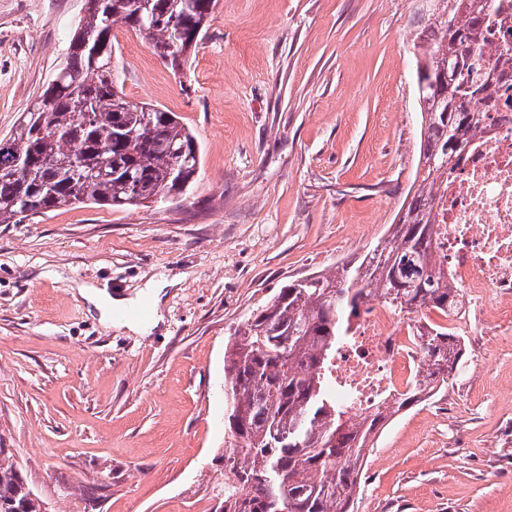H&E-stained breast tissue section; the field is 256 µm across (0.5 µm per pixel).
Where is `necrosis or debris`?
I'll use <instances>...</instances> for the list:
<instances>
[{
  "mask_svg": "<svg viewBox=\"0 0 512 512\" xmlns=\"http://www.w3.org/2000/svg\"><path fill=\"white\" fill-rule=\"evenodd\" d=\"M482 124L458 163L440 182L433 210L434 262L458 288L455 312L429 324L464 336L477 317L512 318V71L490 96L471 100ZM421 328L398 309L373 300L354 322L353 340L340 348L332 378L351 420L406 391L424 374Z\"/></svg>",
  "mask_w": 512,
  "mask_h": 512,
  "instance_id": "obj_1",
  "label": "necrosis or debris"
}]
</instances>
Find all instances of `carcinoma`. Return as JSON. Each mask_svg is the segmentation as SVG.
I'll return each instance as SVG.
<instances>
[{
	"label": "carcinoma",
	"mask_w": 512,
	"mask_h": 512,
	"mask_svg": "<svg viewBox=\"0 0 512 512\" xmlns=\"http://www.w3.org/2000/svg\"><path fill=\"white\" fill-rule=\"evenodd\" d=\"M86 0L65 63L12 133L0 139V224H21L61 205L148 206L187 195L201 165L177 113L134 104L112 72V31L144 35L172 68L187 64L216 0ZM413 39L421 117L415 179L389 236L355 264L280 287L224 346V394L234 451L212 512H350L366 450L387 421L423 401L415 385L351 425L332 385L336 351L372 299L415 316L448 311L455 289L433 274L437 177L448 174L481 122L468 102L488 93L481 35L512 0H429ZM427 378L445 388L464 356L461 337L439 330L424 346ZM0 512H55L0 447Z\"/></svg>",
	"instance_id": "carcinoma-1"
}]
</instances>
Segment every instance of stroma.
Wrapping results in <instances>:
<instances>
[{
	"instance_id": "35a3bbf8",
	"label": "stroma",
	"mask_w": 512,
	"mask_h": 512,
	"mask_svg": "<svg viewBox=\"0 0 512 512\" xmlns=\"http://www.w3.org/2000/svg\"><path fill=\"white\" fill-rule=\"evenodd\" d=\"M420 0H217L183 71L116 28L127 98L201 148L187 201L61 206L0 224V446L56 512L214 505L230 331L290 279L355 263L415 173ZM85 0H0V137L64 62ZM161 287L151 333L80 294ZM471 336L448 389L390 418L354 512H512V322ZM491 353L482 367L479 357Z\"/></svg>"
}]
</instances>
